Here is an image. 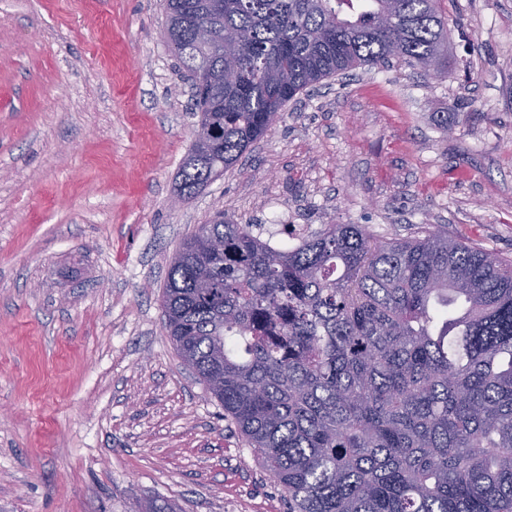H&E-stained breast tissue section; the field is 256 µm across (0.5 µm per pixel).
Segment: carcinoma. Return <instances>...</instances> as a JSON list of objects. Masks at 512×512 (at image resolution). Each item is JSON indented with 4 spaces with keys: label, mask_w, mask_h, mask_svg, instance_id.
Here are the masks:
<instances>
[{
    "label": "carcinoma",
    "mask_w": 512,
    "mask_h": 512,
    "mask_svg": "<svg viewBox=\"0 0 512 512\" xmlns=\"http://www.w3.org/2000/svg\"><path fill=\"white\" fill-rule=\"evenodd\" d=\"M439 3L166 0L180 68L211 77L193 99L208 149L191 144L178 197L326 79L392 62L448 78ZM163 308L288 512H512L511 261L428 228L380 242L329 224L277 247L219 213L176 250Z\"/></svg>",
    "instance_id": "carcinoma-1"
}]
</instances>
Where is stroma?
I'll list each match as a JSON object with an SVG mask.
<instances>
[{
    "instance_id": "stroma-1",
    "label": "stroma",
    "mask_w": 512,
    "mask_h": 512,
    "mask_svg": "<svg viewBox=\"0 0 512 512\" xmlns=\"http://www.w3.org/2000/svg\"><path fill=\"white\" fill-rule=\"evenodd\" d=\"M163 4L0 0V512H286L163 326L169 260L216 212L274 245L429 227L512 260V0H442L447 80H324L187 201Z\"/></svg>"
}]
</instances>
